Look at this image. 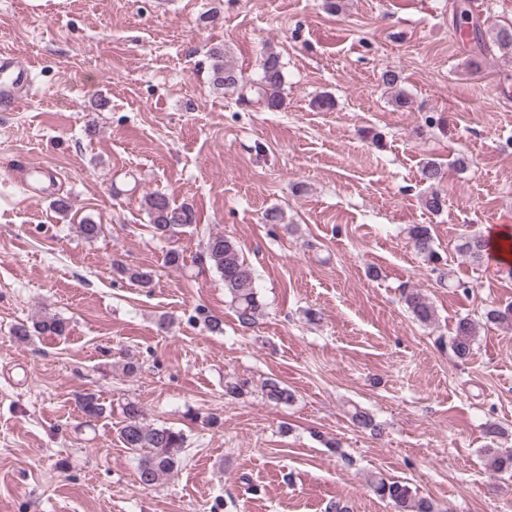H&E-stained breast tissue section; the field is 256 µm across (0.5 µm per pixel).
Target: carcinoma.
<instances>
[{
  "mask_svg": "<svg viewBox=\"0 0 512 512\" xmlns=\"http://www.w3.org/2000/svg\"><path fill=\"white\" fill-rule=\"evenodd\" d=\"M214 83L226 90L239 93V100L256 102L270 111H277L284 105L280 95L284 83V63L279 52L269 49L261 63V76L258 80H247L233 64L224 60V51L211 52ZM446 172L435 160L427 161L420 170L421 181L435 185L445 178ZM141 207L146 212L154 237L168 241L184 228L197 223L196 212L187 202L176 204L168 194L155 191L143 197ZM409 239L415 251L425 261L436 264L440 255L434 246L431 230L426 225L415 224L408 228ZM458 252L466 259L481 263L492 250L490 240L481 234L466 235L457 244ZM202 265H207L220 274L224 280V290L230 298L237 321L244 328L251 327L261 315L263 304L256 288V274L252 265L244 257L238 243L228 236L215 234L208 237L199 257ZM116 270L128 280L143 288L152 284L151 272L137 267L118 266ZM402 300L412 316L421 324L430 325L436 319L435 308L429 298L418 288H404ZM483 322L512 329V304L490 307L483 315ZM481 322V323H483ZM481 323L468 317H461L455 324L449 347L458 359L466 358L478 336ZM67 324L58 317L44 316L30 324L18 323L13 328L16 340L26 342L35 335L63 336ZM260 391L264 401L273 406L288 405L295 394L276 378L262 381ZM250 393V382L246 379L231 380L224 384V395L242 398ZM77 405L85 418L92 420L101 417L106 407L94 392L81 394ZM489 444L480 449L486 468L495 474H512V448H501L497 441L504 435L502 428L492 423L486 427ZM119 438L125 448L135 455L138 482L152 487L163 477L180 466L186 449L184 434L171 427H153L143 422L140 408L128 403L123 408V421ZM372 493L389 503L393 512H440L435 503L419 497L409 484L393 480L381 473L369 479Z\"/></svg>",
  "mask_w": 512,
  "mask_h": 512,
  "instance_id": "cac0c4a2",
  "label": "carcinoma"
}]
</instances>
